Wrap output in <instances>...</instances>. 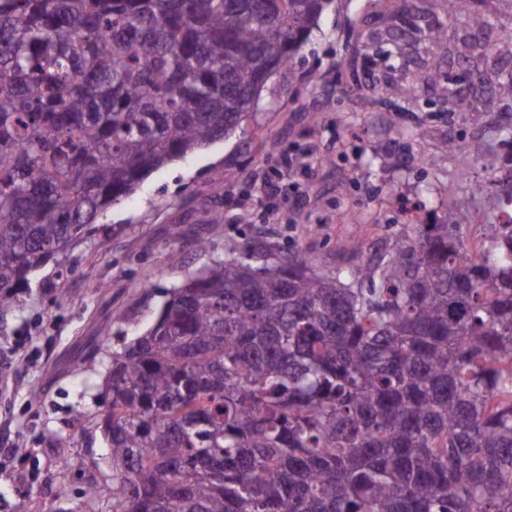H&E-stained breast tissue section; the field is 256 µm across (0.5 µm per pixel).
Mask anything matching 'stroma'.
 <instances>
[{
  "label": "stroma",
  "instance_id": "1",
  "mask_svg": "<svg viewBox=\"0 0 512 512\" xmlns=\"http://www.w3.org/2000/svg\"><path fill=\"white\" fill-rule=\"evenodd\" d=\"M384 26L371 0H335L292 73L270 79L234 135L111 206L68 253L65 276L52 264L32 274L0 316V512H112L98 427L108 357L155 323L170 289L235 245L262 241L333 269L355 242L375 257L403 225L442 218L452 191L469 200L456 222L469 237L486 232L498 205L476 189L486 170L438 151L455 136L498 155L487 121L511 116L512 99L457 114L427 92L403 112L376 102L371 86L388 63L369 70L356 36ZM423 153L437 165L421 163ZM65 458L92 465L65 469Z\"/></svg>",
  "mask_w": 512,
  "mask_h": 512
}]
</instances>
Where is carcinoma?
Returning <instances> with one entry per match:
<instances>
[{
    "mask_svg": "<svg viewBox=\"0 0 512 512\" xmlns=\"http://www.w3.org/2000/svg\"><path fill=\"white\" fill-rule=\"evenodd\" d=\"M479 54L512 36L439 0ZM333 0H0V313L151 172L223 140ZM386 55H448L447 28L380 0ZM466 112L480 95L435 67ZM380 90L417 99L411 70ZM512 174V155L485 159ZM407 224L321 271L244 242L173 288L112 354L101 419L112 512H512V224Z\"/></svg>",
    "mask_w": 512,
    "mask_h": 512,
    "instance_id": "cac0c4a2",
    "label": "carcinoma"
}]
</instances>
